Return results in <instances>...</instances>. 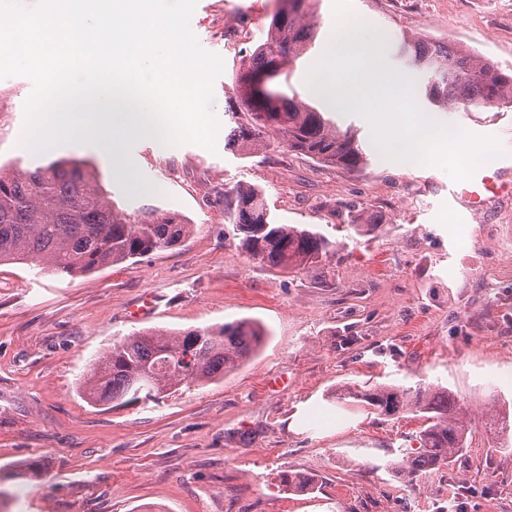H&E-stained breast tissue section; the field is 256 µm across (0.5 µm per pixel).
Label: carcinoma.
Listing matches in <instances>:
<instances>
[{"label":"carcinoma","mask_w":512,"mask_h":512,"mask_svg":"<svg viewBox=\"0 0 512 512\" xmlns=\"http://www.w3.org/2000/svg\"><path fill=\"white\" fill-rule=\"evenodd\" d=\"M316 3L280 0L236 87L260 72L279 73L307 53L317 35ZM399 55L403 68L430 75L425 96L439 110L456 103L485 108L512 103V74L478 54L406 39ZM224 112L233 123L226 145L241 155L260 151L265 137L274 133L289 150L319 164L348 170L368 164L354 133L341 131L312 105L274 87L252 100L236 92L226 98ZM98 177L95 163L75 157L27 168L0 167V263H31L53 275L74 277L172 249L191 232L180 214L157 206L127 213ZM224 217L235 226L241 250L283 272L316 263L336 247L308 225L276 223L264 191L253 185H238L224 195ZM262 338L263 330L245 320L134 333L113 342L89 365L83 395L110 408L142 399L158 402L182 387L205 386L236 370L253 356ZM336 403L352 415L413 412L425 418L413 437L418 447L400 448L384 464L410 481L448 464L467 447L470 423L444 387L412 390L378 384L363 389L346 384L336 391Z\"/></svg>","instance_id":"1"}]
</instances>
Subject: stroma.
Segmentation results:
<instances>
[{"mask_svg": "<svg viewBox=\"0 0 512 512\" xmlns=\"http://www.w3.org/2000/svg\"><path fill=\"white\" fill-rule=\"evenodd\" d=\"M278 0H198L190 25L223 60L210 110L214 149L160 150L147 138L130 153L154 186L134 192L106 160L107 143L53 147L93 160L101 184L127 212L154 204L179 213L190 234L175 248L75 277L0 264V468L39 461L40 476L6 480L5 512H512V454L493 452L488 413L512 408V191L474 211L449 193L436 166L372 151L348 172L290 152L278 136L242 157L224 146L225 100ZM379 29L385 55L401 38L451 44L512 71V0H349ZM313 48L280 90L322 107L307 75L330 42L334 0H319ZM0 105V163L30 158L19 142L32 92L23 76ZM429 120L512 142V104L455 106ZM264 190L282 224H312L336 243L325 261L283 274L242 251L224 220V193ZM381 217L356 234L358 216ZM157 307L139 313L142 300ZM241 319L268 338L224 379L159 402L97 408L79 394L88 366L113 341ZM448 388L473 438L448 466L416 481L382 469L422 420L411 413L336 419L345 383ZM315 493L287 490L283 476Z\"/></svg>", "mask_w": 512, "mask_h": 512, "instance_id": "35a3bbf8", "label": "stroma"}]
</instances>
